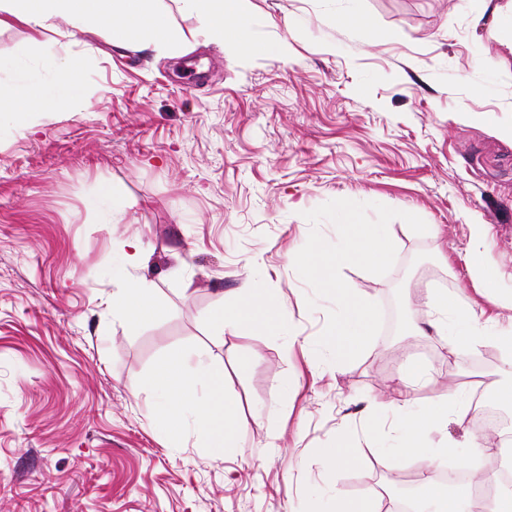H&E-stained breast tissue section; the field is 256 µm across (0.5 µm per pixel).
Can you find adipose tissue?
Returning a JSON list of instances; mask_svg holds the SVG:
<instances>
[{
    "instance_id": "adipose-tissue-1",
    "label": "adipose tissue",
    "mask_w": 512,
    "mask_h": 512,
    "mask_svg": "<svg viewBox=\"0 0 512 512\" xmlns=\"http://www.w3.org/2000/svg\"><path fill=\"white\" fill-rule=\"evenodd\" d=\"M155 0H0V12L21 18L36 29L47 28L52 21L66 20L83 29L101 25L110 29L112 42L120 47L140 50L172 51L181 39L168 16L158 10ZM181 10L199 22L207 36L237 51L257 49L249 33L245 0H179ZM267 55H280L285 44L270 43L259 47ZM80 66L76 61L60 65L55 81L25 80L0 82V112L16 116L49 106L68 107L81 97ZM435 312L432 326L438 335H449L455 354L477 350L486 341H494L512 353V334L486 338L474 330L475 310L464 307L452 293L431 295ZM112 311L128 327H137L150 317L160 316L162 309L152 291L136 279L129 280L112 294ZM286 315L280 300L260 289L241 290L232 307L216 308L210 317L216 332L233 333L243 329H263L284 323ZM157 401V425L172 447H180L188 422L197 425V436L204 447L220 452L234 447L235 436L230 422L234 411L224 398V371L204 359H190L181 352L164 356L148 384ZM456 392L433 402L424 412L396 415L390 430L398 435L400 448L407 460L418 465L416 484L423 512H512V484L497 488L493 497L476 503L473 489L485 483L481 462L497 455L499 448L489 436H482L472 448L467 466L469 478L458 488L436 480L433 471L439 462L426 448L433 428L446 421L448 406L456 402Z\"/></svg>"
}]
</instances>
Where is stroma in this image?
Masks as SVG:
<instances>
[{"mask_svg":"<svg viewBox=\"0 0 512 512\" xmlns=\"http://www.w3.org/2000/svg\"><path fill=\"white\" fill-rule=\"evenodd\" d=\"M508 1L247 0L253 40L287 43L281 56L228 51L176 0H158L173 52L6 17L0 81H49L43 60L72 58L82 97L21 122L0 112V512H331L340 494L392 512L387 476L415 467L373 407L489 396L503 366L494 343L458 357L404 321L426 324L429 293L447 291L487 333H512V310L467 267L483 253L512 292V47L494 16ZM350 11L364 26L330 19ZM334 199L437 229L392 220L386 275L342 267L383 311L346 364L317 357L329 303L307 307L293 263L314 228L305 212ZM132 277L164 307L133 330L111 306ZM246 285L276 293L286 325L215 335L211 311ZM174 350L223 365L236 447L216 455L190 432L174 448L160 433L136 385ZM342 432L357 469L321 463ZM478 436L474 412L452 409L429 452L454 467Z\"/></svg>","mask_w":512,"mask_h":512,"instance_id":"1","label":"stroma"}]
</instances>
